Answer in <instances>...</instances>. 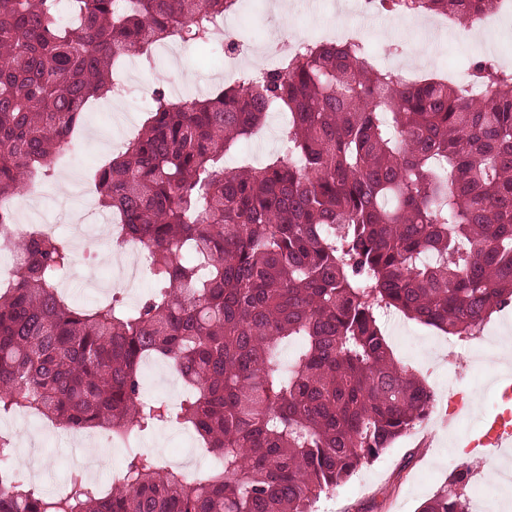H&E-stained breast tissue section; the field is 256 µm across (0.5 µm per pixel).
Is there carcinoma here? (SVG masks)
Returning <instances> with one entry per match:
<instances>
[{"instance_id":"cac0c4a2","label":"carcinoma","mask_w":512,"mask_h":512,"mask_svg":"<svg viewBox=\"0 0 512 512\" xmlns=\"http://www.w3.org/2000/svg\"><path fill=\"white\" fill-rule=\"evenodd\" d=\"M390 2L472 26L500 0ZM236 4L0 0V198L54 175L129 54L207 51ZM367 54L308 41L201 98L156 92L93 175L100 207L146 250L136 306L71 305L67 242L11 232L0 206V252L18 260L0 282V412L118 441L182 426L212 457L188 479L131 449L112 486L74 470L52 494L0 467V512H312L424 422L433 393L395 361L381 315L463 337L512 306V69L469 60L476 96ZM271 112L287 116L279 151L226 167ZM147 357L176 365V404L144 394ZM468 474L419 512H469Z\"/></svg>"}]
</instances>
